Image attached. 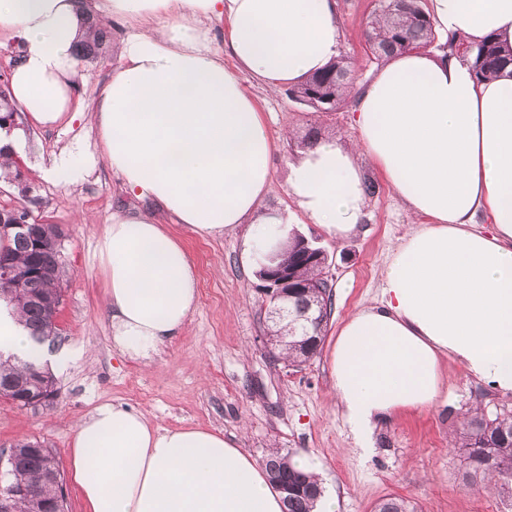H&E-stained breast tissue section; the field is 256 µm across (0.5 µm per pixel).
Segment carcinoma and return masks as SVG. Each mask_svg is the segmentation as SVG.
Returning <instances> with one entry per match:
<instances>
[{
	"label": "carcinoma",
	"mask_w": 512,
	"mask_h": 512,
	"mask_svg": "<svg viewBox=\"0 0 512 512\" xmlns=\"http://www.w3.org/2000/svg\"><path fill=\"white\" fill-rule=\"evenodd\" d=\"M437 34L420 0H378L371 13L366 32L368 49L377 61L407 50H426L431 46L443 51V57L470 58L477 77L488 78L512 67V48L506 49L494 37L473 46L466 39L453 36L444 44H435ZM353 87L349 61L341 57L320 73L289 89L296 102L314 112H334L348 102ZM55 224L43 225L45 241L40 251L30 248L27 238L13 234L15 249L0 253V262L17 268L36 263L43 275L27 280L12 290L8 305L17 309L26 324L32 327L39 341H52L56 326L52 314L37 299L62 291L65 261L56 247ZM299 235L289 241L284 258L267 265L280 267L298 284L288 289V299L268 298L269 306L285 305L291 318L272 321L267 327V339L273 357L291 367L299 368L318 354L325 338L332 310L331 285L325 276V265L298 249ZM308 282L309 288L299 284ZM32 363L0 360V399L16 402L13 387L23 380ZM34 441L20 440L9 449L3 470L0 471V496L13 497L11 512H67L63 475L56 455L49 448L32 450ZM453 447L464 451L467 468L462 473L464 485L482 479L487 488L512 503V411L493 418L476 410L467 416L457 430ZM265 469L272 482L286 481L295 491L284 497L285 512H312L323 488L313 476L295 469L290 458L279 452L265 460ZM31 489L29 495H14L20 484ZM374 512H417L405 500L390 496L381 499Z\"/></svg>",
	"instance_id": "obj_1"
}]
</instances>
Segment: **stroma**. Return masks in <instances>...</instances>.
Wrapping results in <instances>:
<instances>
[{
  "label": "stroma",
  "mask_w": 512,
  "mask_h": 512,
  "mask_svg": "<svg viewBox=\"0 0 512 512\" xmlns=\"http://www.w3.org/2000/svg\"><path fill=\"white\" fill-rule=\"evenodd\" d=\"M104 3L84 0L86 11L99 27L110 30L111 37L76 61L74 96L83 107L82 116L42 127L26 113H17L16 122L26 134L16 156L20 174L0 180V209H26L31 220L59 225L66 233V276L56 342L79 351L65 371L55 375L58 396L51 408H20L0 399V450L24 438L51 448L64 475L68 512H87L71 476V443L81 418L97 405L112 402L142 413L162 429L224 432L240 439L242 448L260 463L275 450L309 455L321 465L322 482L335 497L337 512H370L389 494L410 501L419 512H505V503L483 486L463 487L466 461L448 440L469 408L481 406L490 416L512 410V394L491 389L455 359L445 358L443 397L376 429L374 454L368 459L361 457L332 403L330 351L336 333L352 312L380 299L391 252L413 222L383 172L366 156L358 158L362 176L375 181L378 190L367 196L365 216L355 235L337 242L304 215L296 217V231L317 239L328 253L333 292L321 350L299 369L272 361L263 343L262 295L254 265L243 256L241 234L201 237L190 232L156 203L128 193L121 178L102 162L72 187L41 177L37 161L51 159L60 149H99L90 112L118 65L115 47L129 29L128 21L105 13ZM336 4L340 53L353 62V83L358 86L379 70L365 37L374 5L372 0H336ZM243 81L275 141L269 202L292 205L286 164L297 150V140L313 125L323 136L356 140L350 109L312 112L291 99L287 90L269 91L248 75ZM116 213L150 215L181 238L199 277L197 308L180 334L146 364L120 355L105 307L97 236Z\"/></svg>",
  "instance_id": "obj_1"
}]
</instances>
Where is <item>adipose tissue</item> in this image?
Returning <instances> with one entry per match:
<instances>
[{
	"label": "adipose tissue",
	"mask_w": 512,
	"mask_h": 512,
	"mask_svg": "<svg viewBox=\"0 0 512 512\" xmlns=\"http://www.w3.org/2000/svg\"><path fill=\"white\" fill-rule=\"evenodd\" d=\"M131 31L93 114L103 154L71 150L40 169L72 186L105 160L125 188L205 237L245 228V253L281 251L289 209L267 206L275 143L241 76L298 83L339 54L336 0H108ZM435 29L512 47V0H432ZM227 25L212 48L215 22ZM72 0H0L14 40V101L37 124L79 112L72 48L85 36ZM353 142L321 140L287 164L288 192L311 223L342 241L364 217L365 153L418 224L401 237L378 304L350 315L330 354L337 407L360 445L399 412L442 393L450 356L512 394V74L476 80L469 61L423 51L390 59L351 92ZM112 339L151 359L197 307L182 240L153 217L116 213L97 241ZM72 348L36 343L0 309V357L62 370ZM73 478L88 512H283V495L235 438L163 430L104 403L77 425Z\"/></svg>",
	"instance_id": "1"
}]
</instances>
